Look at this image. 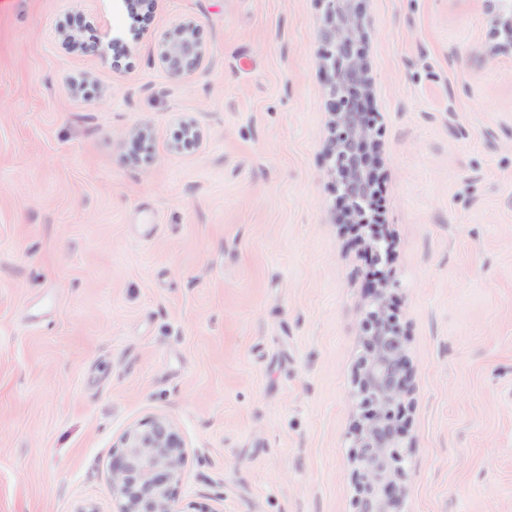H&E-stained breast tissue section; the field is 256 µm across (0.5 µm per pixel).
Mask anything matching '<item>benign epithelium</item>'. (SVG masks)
Returning a JSON list of instances; mask_svg holds the SVG:
<instances>
[{"label": "benign epithelium", "instance_id": "7a95c632", "mask_svg": "<svg viewBox=\"0 0 512 512\" xmlns=\"http://www.w3.org/2000/svg\"><path fill=\"white\" fill-rule=\"evenodd\" d=\"M326 29L318 66L332 73L329 87L330 143L326 152L334 174L341 220L361 228L375 204L378 180L372 155L373 121L368 110L371 83L362 49L361 21L355 0H322ZM492 23L512 34V0H495ZM57 31L67 44H83V26L65 15ZM166 69L187 78L209 55L195 22L166 29L155 45ZM390 284L371 285L372 299L363 319L362 349L355 386L361 414L352 432L357 448L358 512H397L400 482L405 478L404 399L410 393L411 370L406 337L387 301ZM184 445L172 423L162 417L125 433L112 464V497L116 512H177L172 485L181 478Z\"/></svg>", "mask_w": 512, "mask_h": 512}]
</instances>
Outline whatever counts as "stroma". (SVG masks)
Instances as JSON below:
<instances>
[{"label": "stroma", "instance_id": "35a3bbf8", "mask_svg": "<svg viewBox=\"0 0 512 512\" xmlns=\"http://www.w3.org/2000/svg\"><path fill=\"white\" fill-rule=\"evenodd\" d=\"M359 8L380 265L325 160L321 0H0V512H116L120 439L156 417L176 512H356L383 280L412 368L398 512H512V53L485 0ZM184 19L209 48L186 79L154 51Z\"/></svg>", "mask_w": 512, "mask_h": 512}]
</instances>
